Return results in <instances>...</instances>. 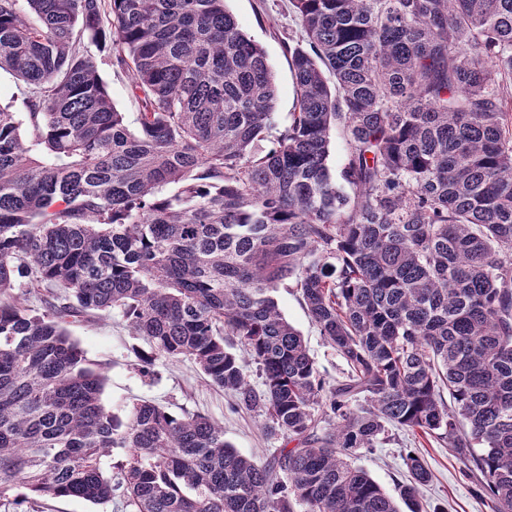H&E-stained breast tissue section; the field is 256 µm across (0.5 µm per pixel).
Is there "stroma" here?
<instances>
[{
	"label": "stroma",
	"instance_id": "35a3bbf8",
	"mask_svg": "<svg viewBox=\"0 0 512 512\" xmlns=\"http://www.w3.org/2000/svg\"><path fill=\"white\" fill-rule=\"evenodd\" d=\"M240 29L258 43L277 86L275 120L286 125L296 103L295 84L282 41L302 40L303 31L290 0H225ZM274 297L283 316L301 331L307 350L327 383L342 380L347 367L313 325L294 289L281 288ZM70 333L85 350L91 363L105 371L104 405L123 409L142 399L156 402L179 414L200 413L222 423L224 437L244 455L259 463L269 462L287 446L286 437L265 427L262 412L237 406L233 396L212 385L190 361L158 362L154 377L142 376L137 352L144 343L133 336L119 315L90 318L71 325ZM389 440L364 452L355 462L389 494H396L407 476L402 454L412 450L431 472L423 489L429 506H446L447 512H489L480 497L478 473L472 461L456 454L442 442L422 439L402 429L390 428Z\"/></svg>",
	"mask_w": 512,
	"mask_h": 512
}]
</instances>
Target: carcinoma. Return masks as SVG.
I'll return each mask as SVG.
<instances>
[{
  "instance_id": "1",
  "label": "carcinoma",
  "mask_w": 512,
  "mask_h": 512,
  "mask_svg": "<svg viewBox=\"0 0 512 512\" xmlns=\"http://www.w3.org/2000/svg\"><path fill=\"white\" fill-rule=\"evenodd\" d=\"M25 2L0 0V70L26 107H0V497L422 512L419 457L396 498L348 462L392 425L470 457L512 512V0H292L281 128L224 0ZM101 64L127 78L135 129ZM290 287L344 380L281 314ZM114 311L149 347L143 375L188 359L296 445L260 464L204 415L107 408L67 326ZM347 155V146L342 138L340 132L337 130L332 135V143H331V152L329 158V166L331 172L334 176H336L337 181L340 184H343V188L346 191H350V189L340 180L339 174L341 169L343 168Z\"/></svg>"
}]
</instances>
